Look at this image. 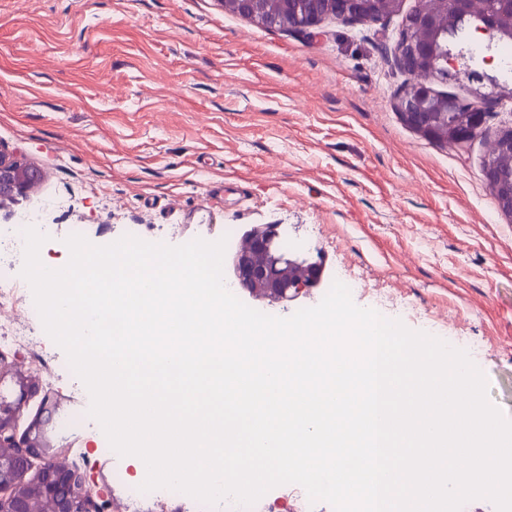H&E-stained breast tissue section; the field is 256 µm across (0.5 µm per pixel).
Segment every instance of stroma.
I'll return each mask as SVG.
<instances>
[{"instance_id": "obj_1", "label": "stroma", "mask_w": 512, "mask_h": 512, "mask_svg": "<svg viewBox=\"0 0 512 512\" xmlns=\"http://www.w3.org/2000/svg\"><path fill=\"white\" fill-rule=\"evenodd\" d=\"M417 5L308 34L221 0H0V145L43 173L12 213L64 200L43 215L56 228L40 249L50 268L69 260L71 224L103 244L136 224L174 246L218 240L228 224L279 225L329 276L359 277L358 306L381 289L406 304L409 329L436 319L480 340L488 398L512 419V222L483 172L512 101L460 145L403 122L406 77L391 59ZM26 332L54 372L43 393L60 398L48 435L107 487L112 512H192L127 502L112 473L136 480L130 458L100 454L97 424L59 429L90 396L41 326Z\"/></svg>"}]
</instances>
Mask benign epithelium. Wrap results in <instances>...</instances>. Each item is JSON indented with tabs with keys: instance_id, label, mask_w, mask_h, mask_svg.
I'll return each instance as SVG.
<instances>
[{
	"instance_id": "obj_1",
	"label": "benign epithelium",
	"mask_w": 512,
	"mask_h": 512,
	"mask_svg": "<svg viewBox=\"0 0 512 512\" xmlns=\"http://www.w3.org/2000/svg\"><path fill=\"white\" fill-rule=\"evenodd\" d=\"M288 13L296 16V30L306 31L327 19L353 24H368V13L380 0H283ZM471 0H427V4L410 13L393 53V63L408 74L411 81L397 98L396 109L403 121L421 136L440 141L445 136L444 116L463 112V121L453 129L455 143L462 144L480 131L485 113L500 97L512 99V86L502 87L494 97L483 90L481 78H471L469 101L436 94L431 84L448 77L457 69L454 55L441 42L443 30L439 20L445 16L453 22L467 15ZM262 0H224V9L247 19H259L276 26L278 18L266 14ZM497 16L475 31L494 37H512V0H497ZM489 154L512 158V129L498 135ZM484 177L500 213L512 220V179L505 180L497 162L488 158ZM41 180L38 169L14 152L0 147V194L16 199L27 195ZM276 224L249 225L243 229L238 245L224 256V282L241 289L253 304L296 302L313 295L325 273L321 262L292 254L279 245ZM312 271L306 281L286 278L294 268ZM10 382L18 389L8 400L0 397V512H106L108 503L98 502L79 467L68 463L66 452L55 447L47 432L48 420L37 417L19 434L16 421L27 398L39 390L38 382L16 366L0 358V386ZM44 464L32 472L33 461Z\"/></svg>"
}]
</instances>
